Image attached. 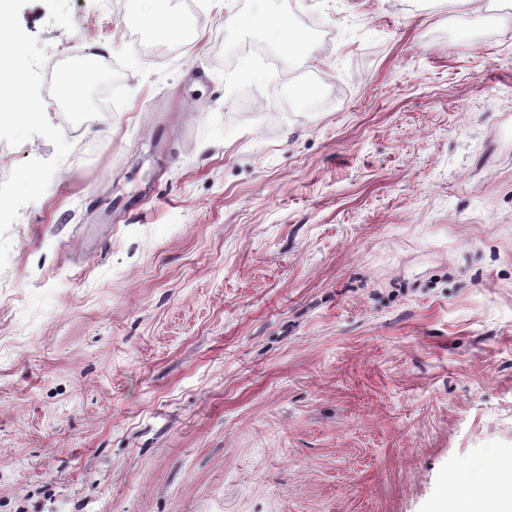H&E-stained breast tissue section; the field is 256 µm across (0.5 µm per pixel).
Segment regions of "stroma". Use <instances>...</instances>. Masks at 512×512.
<instances>
[{
	"label": "stroma",
	"mask_w": 512,
	"mask_h": 512,
	"mask_svg": "<svg viewBox=\"0 0 512 512\" xmlns=\"http://www.w3.org/2000/svg\"><path fill=\"white\" fill-rule=\"evenodd\" d=\"M13 0L0 512H438L512 455V10ZM93 62L75 111L65 73ZM167 2V0H143L141 20L146 27L175 39L181 35V24L168 12ZM260 23H265L278 39L285 41L295 50L304 49V42L291 29L288 21L283 18H274L266 13L257 15Z\"/></svg>",
	"instance_id": "35a3bbf8"
}]
</instances>
